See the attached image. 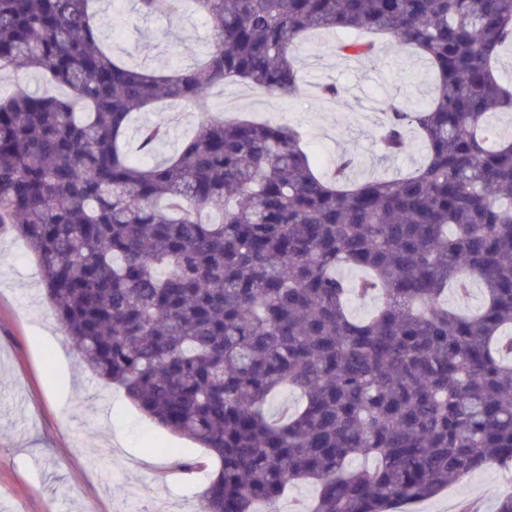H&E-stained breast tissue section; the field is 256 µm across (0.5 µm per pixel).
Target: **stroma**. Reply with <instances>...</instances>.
<instances>
[{"label":"stroma","instance_id":"stroma-1","mask_svg":"<svg viewBox=\"0 0 512 512\" xmlns=\"http://www.w3.org/2000/svg\"><path fill=\"white\" fill-rule=\"evenodd\" d=\"M102 34L114 53L160 72L192 65L210 39V24L187 13L158 9L139 18L134 0L114 13L100 0ZM337 33L316 32L299 52L300 96L290 102L240 83L210 91L211 109L225 116L294 127L320 171L342 154L356 156L354 176L399 177L423 160L419 141L401 155L383 156L376 119L394 103H418L435 78L413 51L382 43L376 58L344 60L334 52ZM337 85L341 96L326 105L319 88ZM161 121L171 137L159 157L173 153L199 116L186 105L141 113ZM208 458L204 473L173 469L175 456ZM217 460L193 441L163 429L119 387H104L79 362L69 336L44 302L38 266L24 240L0 229V512H191L217 470ZM504 471L492 464L411 512H458L474 503L491 512L507 492Z\"/></svg>","mask_w":512,"mask_h":512}]
</instances>
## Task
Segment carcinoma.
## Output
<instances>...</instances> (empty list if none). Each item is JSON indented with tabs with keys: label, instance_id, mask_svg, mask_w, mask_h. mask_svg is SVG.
I'll return each mask as SVG.
<instances>
[{
	"label": "carcinoma",
	"instance_id": "1",
	"mask_svg": "<svg viewBox=\"0 0 512 512\" xmlns=\"http://www.w3.org/2000/svg\"><path fill=\"white\" fill-rule=\"evenodd\" d=\"M94 2L0 0V69L66 91L0 97V224L83 364L220 460L197 512H279L305 481L304 512H397L511 468L512 137L491 138L512 0H165L211 28L169 75L109 51ZM313 30L347 58L376 55L368 35L421 50L432 96L390 105L378 135L387 157L416 131L414 172L353 180L343 154L321 175L293 128L210 116L226 80L294 99ZM165 101L203 119L150 164L127 137L154 151L167 127L132 116ZM475 285L478 309L448 304ZM285 390L298 406L270 412Z\"/></svg>",
	"mask_w": 512,
	"mask_h": 512
}]
</instances>
